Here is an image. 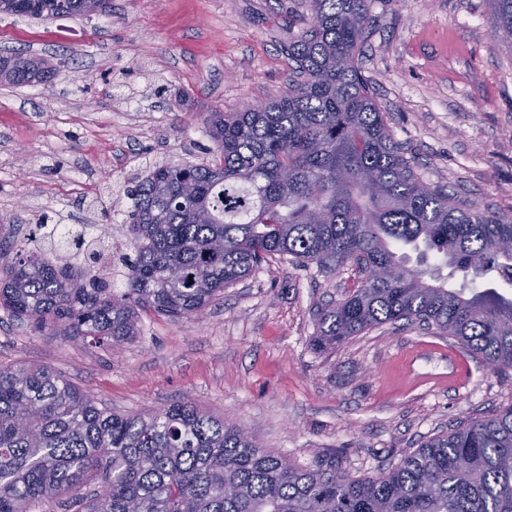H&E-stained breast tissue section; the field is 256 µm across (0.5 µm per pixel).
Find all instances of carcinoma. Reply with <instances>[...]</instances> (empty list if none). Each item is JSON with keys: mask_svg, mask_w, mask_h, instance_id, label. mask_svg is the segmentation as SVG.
<instances>
[{"mask_svg": "<svg viewBox=\"0 0 512 512\" xmlns=\"http://www.w3.org/2000/svg\"><path fill=\"white\" fill-rule=\"evenodd\" d=\"M108 3L0 0V14L92 16ZM371 4L308 0L287 48L286 91L207 113L212 162L168 161L130 182L113 273L89 272L105 264L101 239L77 229L79 255L46 258L55 227L41 221L0 272V308L38 334L115 350L137 336L139 310L190 319L288 256L361 276L319 314L317 346L404 321L512 368V296L448 287L456 277L512 287V217L416 174L359 67ZM487 4L495 36L512 45V0ZM53 76L44 58L0 54V85ZM92 478L103 489L82 492ZM61 499L76 512H512V407L429 439L376 477L352 478L299 468L188 401L120 415L48 366L0 367V512Z\"/></svg>", "mask_w": 512, "mask_h": 512, "instance_id": "1", "label": "carcinoma"}]
</instances>
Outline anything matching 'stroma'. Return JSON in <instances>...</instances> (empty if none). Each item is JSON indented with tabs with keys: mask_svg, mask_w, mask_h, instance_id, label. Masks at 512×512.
I'll return each mask as SVG.
<instances>
[{
	"mask_svg": "<svg viewBox=\"0 0 512 512\" xmlns=\"http://www.w3.org/2000/svg\"><path fill=\"white\" fill-rule=\"evenodd\" d=\"M306 12L305 0H111L91 17L0 15V52L55 68L47 84L0 86V238L45 213L120 226L125 178L155 160L212 161L206 112L281 95ZM360 67L424 182L512 216V49L485 0H374ZM354 278L277 258L192 319L141 312L113 351L0 310V366H50L120 414L188 399L298 467L355 478L512 406V369L433 330L386 324L316 349L318 310Z\"/></svg>",
	"mask_w": 512,
	"mask_h": 512,
	"instance_id": "35a3bbf8",
	"label": "stroma"
}]
</instances>
